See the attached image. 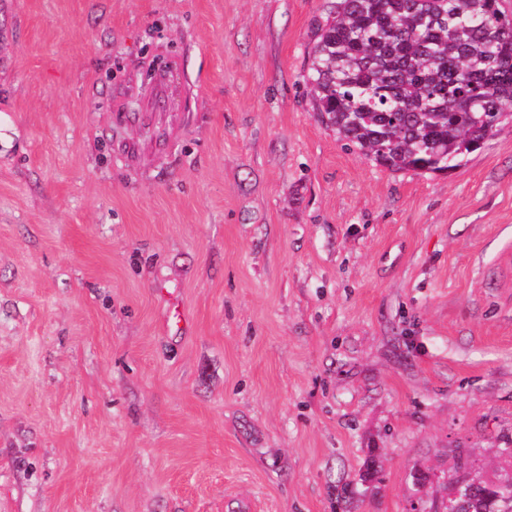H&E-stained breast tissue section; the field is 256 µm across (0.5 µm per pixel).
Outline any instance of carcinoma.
<instances>
[{
  "label": "carcinoma",
  "mask_w": 512,
  "mask_h": 512,
  "mask_svg": "<svg viewBox=\"0 0 512 512\" xmlns=\"http://www.w3.org/2000/svg\"><path fill=\"white\" fill-rule=\"evenodd\" d=\"M310 57L318 120L393 171L461 168L512 125V16L499 0H337ZM491 502L512 512V490L487 484L470 507Z\"/></svg>",
  "instance_id": "carcinoma-1"
}]
</instances>
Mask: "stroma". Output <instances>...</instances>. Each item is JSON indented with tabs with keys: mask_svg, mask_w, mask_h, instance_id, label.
<instances>
[{
	"mask_svg": "<svg viewBox=\"0 0 512 512\" xmlns=\"http://www.w3.org/2000/svg\"><path fill=\"white\" fill-rule=\"evenodd\" d=\"M335 3L0 0V512L506 478L512 133L447 173L345 148L303 81ZM156 56L171 108L132 119Z\"/></svg>",
	"mask_w": 512,
	"mask_h": 512,
	"instance_id": "obj_1",
	"label": "stroma"
}]
</instances>
